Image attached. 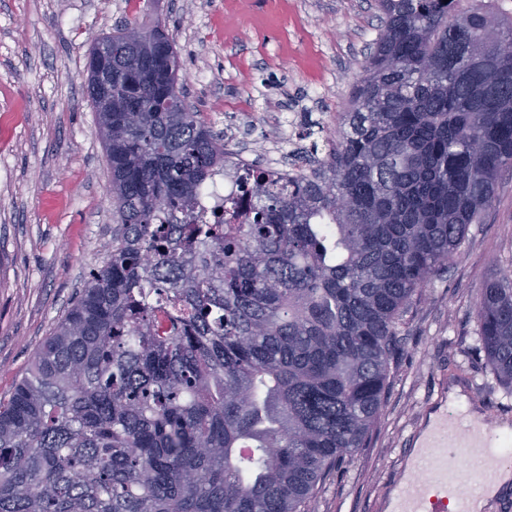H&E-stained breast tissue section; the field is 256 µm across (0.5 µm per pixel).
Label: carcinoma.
I'll use <instances>...</instances> for the list:
<instances>
[{"label":"carcinoma","instance_id":"obj_1","mask_svg":"<svg viewBox=\"0 0 512 512\" xmlns=\"http://www.w3.org/2000/svg\"><path fill=\"white\" fill-rule=\"evenodd\" d=\"M379 0L327 155L249 202L191 203L224 138L183 105L166 26L126 22L98 113L120 224L29 374L0 399V512H315L365 442L398 325L512 167V16ZM512 388V275L476 309Z\"/></svg>","mask_w":512,"mask_h":512}]
</instances>
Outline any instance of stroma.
<instances>
[{
    "label": "stroma",
    "instance_id": "35a3bbf8",
    "mask_svg": "<svg viewBox=\"0 0 512 512\" xmlns=\"http://www.w3.org/2000/svg\"><path fill=\"white\" fill-rule=\"evenodd\" d=\"M159 16L188 103L248 158L326 155V133L380 27L375 0H0V397L112 246L117 214L87 92L94 41ZM512 272V169L498 178L461 255L414 297L399 326L377 425L315 512H386L416 430L461 386L467 408L494 405L512 430V390L491 372L475 305L485 279Z\"/></svg>",
    "mask_w": 512,
    "mask_h": 512
}]
</instances>
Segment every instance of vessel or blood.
I'll use <instances>...</instances> for the list:
<instances>
[{"label":"vessel or blood","mask_w":512,"mask_h":512,"mask_svg":"<svg viewBox=\"0 0 512 512\" xmlns=\"http://www.w3.org/2000/svg\"><path fill=\"white\" fill-rule=\"evenodd\" d=\"M406 462L392 512H469L471 496L500 469H512V438L499 431L494 412L475 422L447 406Z\"/></svg>","instance_id":"obj_1"}]
</instances>
